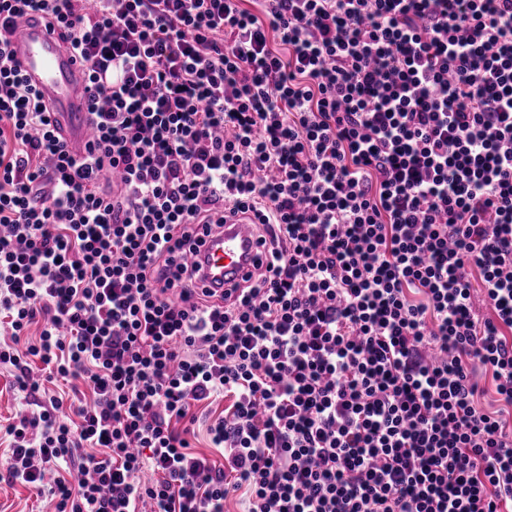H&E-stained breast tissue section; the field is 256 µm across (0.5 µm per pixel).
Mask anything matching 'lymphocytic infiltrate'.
<instances>
[{"instance_id":"1","label":"lymphocytic infiltrate","mask_w":512,"mask_h":512,"mask_svg":"<svg viewBox=\"0 0 512 512\" xmlns=\"http://www.w3.org/2000/svg\"><path fill=\"white\" fill-rule=\"evenodd\" d=\"M84 2L0 0L67 33L95 131L74 158L0 39V367L38 408L8 480L55 512H512V0ZM238 214L266 262L218 294L189 259Z\"/></svg>"}]
</instances>
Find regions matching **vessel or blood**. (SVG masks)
I'll return each mask as SVG.
<instances>
[{
  "label": "vessel or blood",
  "instance_id": "vessel-or-blood-1",
  "mask_svg": "<svg viewBox=\"0 0 512 512\" xmlns=\"http://www.w3.org/2000/svg\"><path fill=\"white\" fill-rule=\"evenodd\" d=\"M23 75L44 100L51 124L75 156L93 142L86 91V66L57 31L39 18L26 17L5 33ZM266 247L255 224L232 218L208 236L195 260L210 287L232 288L254 275Z\"/></svg>",
  "mask_w": 512,
  "mask_h": 512
}]
</instances>
